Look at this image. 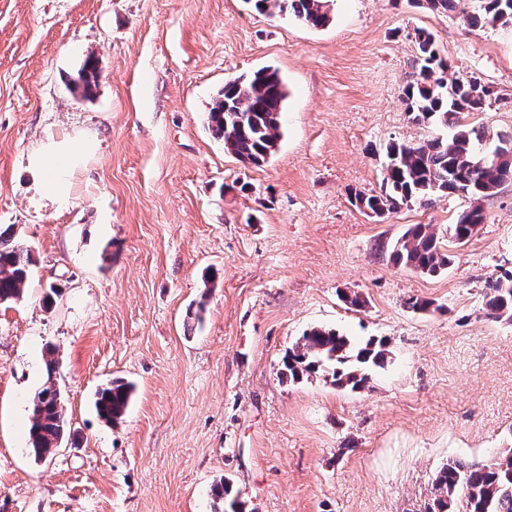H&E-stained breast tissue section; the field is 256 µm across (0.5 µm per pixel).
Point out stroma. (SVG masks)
<instances>
[{
  "instance_id": "obj_1",
  "label": "stroma",
  "mask_w": 512,
  "mask_h": 512,
  "mask_svg": "<svg viewBox=\"0 0 512 512\" xmlns=\"http://www.w3.org/2000/svg\"><path fill=\"white\" fill-rule=\"evenodd\" d=\"M473 5L332 0L313 29L247 0H0V225L36 259L23 299L0 307V512H215L222 478L245 512H425L443 464L512 450V321L484 308L485 281L512 269V185L435 278L390 246L412 224L447 236L470 199L382 219L349 201L379 192L388 143L439 133L403 102L416 29L449 76L498 91L468 123L512 135V25L469 28ZM263 67L288 98L255 167L206 115L225 81ZM49 139L93 145L58 200L28 169ZM354 293L364 308L344 303ZM321 326L388 339L365 389L280 378L284 351ZM49 377L71 435L37 461L29 408ZM115 379L135 391L112 425L94 401ZM98 61L93 55H89L81 69L79 81L75 85V91H79L83 97L94 94L99 80Z\"/></svg>"
}]
</instances>
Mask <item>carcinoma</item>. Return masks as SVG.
<instances>
[{
  "label": "carcinoma",
  "mask_w": 512,
  "mask_h": 512,
  "mask_svg": "<svg viewBox=\"0 0 512 512\" xmlns=\"http://www.w3.org/2000/svg\"><path fill=\"white\" fill-rule=\"evenodd\" d=\"M267 17L293 16L308 27L322 29L332 21L330 0H248ZM464 15L465 24L483 28L512 24V10L500 12L499 0H475ZM418 56L412 80L404 88L406 111L416 122L431 123L447 131L423 142L386 146L380 192H356V206L377 217L390 214L412 201L462 195L474 201L449 227L451 241L464 245L478 232L487 216L481 201L512 184V154L497 149L512 135L491 136L485 127L462 122L470 112H483L498 100L497 91L476 77L448 79V63L439 55L427 31H416ZM99 80L97 59H85L75 90L84 97L94 94ZM288 88L275 69L263 67L246 78L224 84L207 115L209 130L224 143V151L244 164L260 166L275 152L281 137L280 116ZM390 260L427 277L448 271L453 255L428 224H412L391 245ZM35 260L31 249L15 240L10 229L0 230V306L20 301ZM488 316L512 320V269L491 278L485 285ZM390 354L388 341L370 338L362 346L334 329L313 327L304 333L281 359L280 375L298 381L320 374L338 389L362 390L370 371L382 368ZM56 361H46L49 384L38 391L31 406L29 441L35 459L41 460L59 447L68 424L61 394L52 383ZM134 385L113 380L97 392L95 407L106 422L125 415ZM223 512H243L244 503L233 494L228 480L211 488ZM462 497L465 512H512V453L491 465L450 461L437 471L427 512H451L455 498Z\"/></svg>",
  "instance_id": "obj_1"
}]
</instances>
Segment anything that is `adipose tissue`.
<instances>
[{"label": "adipose tissue", "instance_id": "1", "mask_svg": "<svg viewBox=\"0 0 512 512\" xmlns=\"http://www.w3.org/2000/svg\"><path fill=\"white\" fill-rule=\"evenodd\" d=\"M82 156L80 148L50 141L31 154L28 168L33 176L41 180L49 195L63 198L69 193L70 174Z\"/></svg>", "mask_w": 512, "mask_h": 512}]
</instances>
